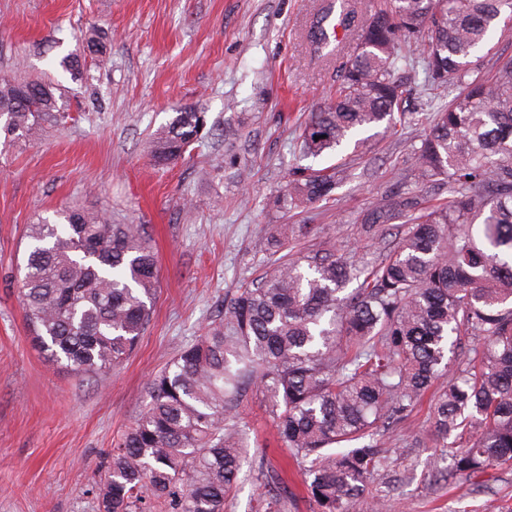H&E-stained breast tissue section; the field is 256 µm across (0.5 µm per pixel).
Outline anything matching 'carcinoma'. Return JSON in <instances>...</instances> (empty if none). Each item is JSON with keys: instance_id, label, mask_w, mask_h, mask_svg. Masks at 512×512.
I'll return each instance as SVG.
<instances>
[{"instance_id": "obj_1", "label": "carcinoma", "mask_w": 512, "mask_h": 512, "mask_svg": "<svg viewBox=\"0 0 512 512\" xmlns=\"http://www.w3.org/2000/svg\"><path fill=\"white\" fill-rule=\"evenodd\" d=\"M511 19L512 0H388L363 19L334 98L301 126L303 156L330 155L352 139L360 146L361 134L407 119L408 89L394 70L425 31L431 83L454 80L458 92L411 146V174L448 185V197L376 200L361 223L402 218L407 231L370 266L333 249L287 253L239 289L150 379L143 410L112 449L98 512H224L251 448L237 414L250 386L314 512H354L391 462L383 433L436 385L437 436L469 434L464 447L439 454L438 476L512 465V57L497 60L489 82L471 67ZM354 22L351 0H325L308 30L315 52L331 54L333 28ZM57 90L0 76V130L33 140L45 124L66 123ZM203 125L201 112L176 113L152 140V157L180 159ZM347 172L344 164L297 171L283 205L331 200ZM30 238L21 297L37 347L76 373L121 364L150 321L158 284L147 226L72 209L32 225ZM466 336L481 347L451 373Z\"/></svg>"}]
</instances>
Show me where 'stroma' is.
Instances as JSON below:
<instances>
[{"label":"stroma","instance_id":"35a3bbf8","mask_svg":"<svg viewBox=\"0 0 512 512\" xmlns=\"http://www.w3.org/2000/svg\"><path fill=\"white\" fill-rule=\"evenodd\" d=\"M322 0H0V76L47 77L71 116L35 141L0 144V512H97L103 466L145 401L150 377L200 336L224 300L274 262L276 225H314L298 248H330L364 263L380 254L360 222L375 199L400 201L419 186L405 175L422 126L448 99L422 57L397 70L410 91L405 124L314 161L299 150V125L334 95L356 50L350 29L333 57L314 54L307 30ZM102 38L89 47L91 36ZM75 57L79 75L61 62ZM184 107L208 132L184 158L155 164L150 139ZM347 164L333 200L282 208L297 166ZM99 212L149 227L159 269L151 320L134 352L107 373L76 374L31 341L17 265L28 228L57 210ZM257 444L250 472L224 512H258L262 478L278 474L285 512H313L303 477L261 396L239 406ZM399 449L355 512H512V466L455 484L435 480L442 447L419 408L385 435Z\"/></svg>","mask_w":512,"mask_h":512}]
</instances>
